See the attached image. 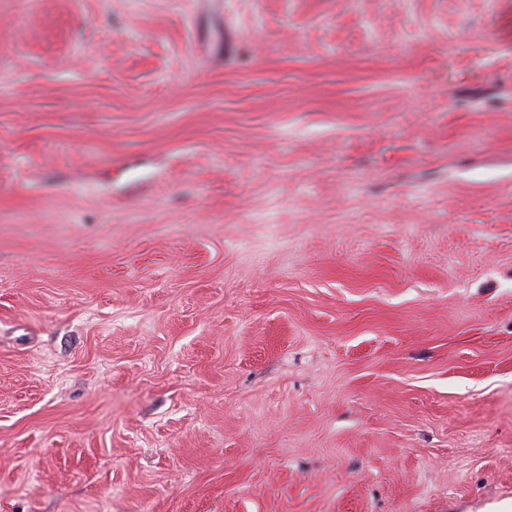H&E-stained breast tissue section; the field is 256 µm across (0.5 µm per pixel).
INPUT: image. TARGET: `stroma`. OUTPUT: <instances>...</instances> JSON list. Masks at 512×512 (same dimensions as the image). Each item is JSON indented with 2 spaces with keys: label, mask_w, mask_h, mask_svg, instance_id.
<instances>
[{
  "label": "stroma",
  "mask_w": 512,
  "mask_h": 512,
  "mask_svg": "<svg viewBox=\"0 0 512 512\" xmlns=\"http://www.w3.org/2000/svg\"><path fill=\"white\" fill-rule=\"evenodd\" d=\"M0 512H512V0H0Z\"/></svg>",
  "instance_id": "1"
}]
</instances>
